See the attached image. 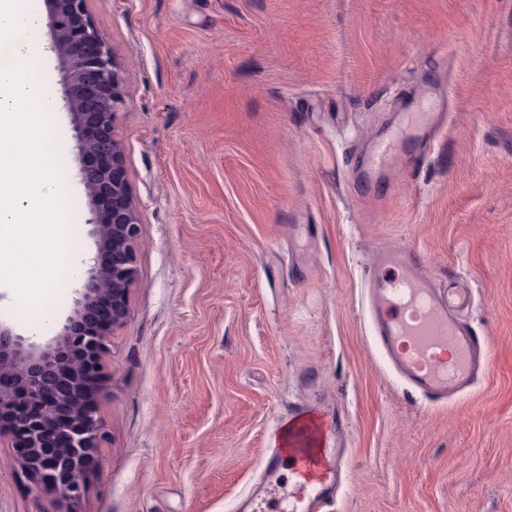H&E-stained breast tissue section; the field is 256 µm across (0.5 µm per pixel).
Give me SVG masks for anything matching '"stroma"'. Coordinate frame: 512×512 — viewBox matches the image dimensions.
I'll list each match as a JSON object with an SVG mask.
<instances>
[{
  "mask_svg": "<svg viewBox=\"0 0 512 512\" xmlns=\"http://www.w3.org/2000/svg\"><path fill=\"white\" fill-rule=\"evenodd\" d=\"M121 65L114 128L141 217L129 317L97 395L105 437L83 499L31 490L0 440V512H235L293 408L345 421L347 475L324 512H512V0H88ZM56 102L69 266L98 250L84 161ZM445 84L453 118L418 169L355 179L394 137L403 93ZM419 251L464 286L491 348L470 396L432 405L371 334L365 271ZM0 323L45 345L76 308Z\"/></svg>",
  "mask_w": 512,
  "mask_h": 512,
  "instance_id": "stroma-1",
  "label": "stroma"
}]
</instances>
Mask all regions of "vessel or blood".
<instances>
[{"mask_svg": "<svg viewBox=\"0 0 512 512\" xmlns=\"http://www.w3.org/2000/svg\"><path fill=\"white\" fill-rule=\"evenodd\" d=\"M426 109L412 113L411 128L429 142L443 131L450 115L436 97L422 93ZM366 306L374 339L402 379L426 399L439 402L465 391L478 368L488 367L485 340L452 309L469 303L466 289H437L413 249L385 251L366 273ZM298 427L296 445L267 452L259 466L254 495L287 482L283 497L266 503L267 512H321L341 479L347 449L318 409L288 413Z\"/></svg>", "mask_w": 512, "mask_h": 512, "instance_id": "b4317fda", "label": "vessel or blood"}]
</instances>
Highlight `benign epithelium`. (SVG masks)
<instances>
[{"instance_id":"7a95c632","label":"benign epithelium","mask_w":512,"mask_h":512,"mask_svg":"<svg viewBox=\"0 0 512 512\" xmlns=\"http://www.w3.org/2000/svg\"><path fill=\"white\" fill-rule=\"evenodd\" d=\"M49 3L50 49L69 63L66 102L79 151L90 160L82 177L99 250L108 259L87 263L77 309L55 344H26L0 324V372L11 371L9 379L0 377V417L12 419L0 438L9 439L11 469L21 471L31 487L77 503L104 431L98 407L80 406L68 392L83 371L102 369L113 330L128 318L141 219L129 194L124 149L114 135V118L124 105L117 53L95 30L87 0Z\"/></svg>"}]
</instances>
